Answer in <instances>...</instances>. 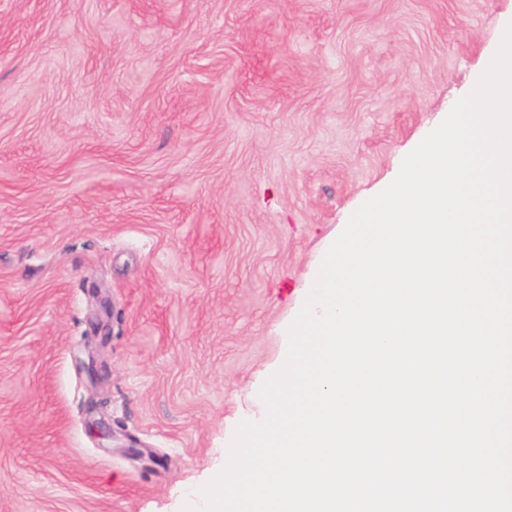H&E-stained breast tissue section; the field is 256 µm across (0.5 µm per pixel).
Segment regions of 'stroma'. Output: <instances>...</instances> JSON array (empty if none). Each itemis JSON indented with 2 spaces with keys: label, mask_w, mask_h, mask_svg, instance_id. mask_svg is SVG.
<instances>
[{
  "label": "stroma",
  "mask_w": 512,
  "mask_h": 512,
  "mask_svg": "<svg viewBox=\"0 0 512 512\" xmlns=\"http://www.w3.org/2000/svg\"><path fill=\"white\" fill-rule=\"evenodd\" d=\"M512 0H0V512H202L351 214Z\"/></svg>",
  "instance_id": "obj_1"
}]
</instances>
